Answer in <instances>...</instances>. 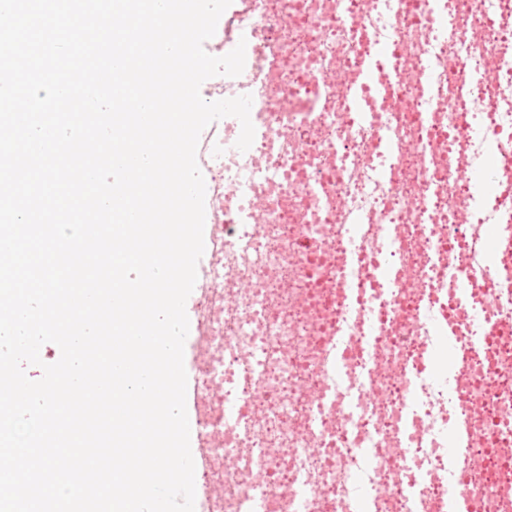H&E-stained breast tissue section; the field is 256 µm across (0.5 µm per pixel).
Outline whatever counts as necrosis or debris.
<instances>
[{
	"label": "necrosis or debris",
	"instance_id": "necrosis-or-debris-1",
	"mask_svg": "<svg viewBox=\"0 0 512 512\" xmlns=\"http://www.w3.org/2000/svg\"><path fill=\"white\" fill-rule=\"evenodd\" d=\"M232 30L257 44L250 73L210 100L251 95L253 111L285 113L288 138L207 146L193 366L206 512H352L363 491L370 512H440L464 422L485 435L463 446L479 462L471 512H512V298L474 288L481 276L512 285V257L490 244L472 260L456 225L512 228V216L455 176L512 175L500 160L512 155L507 0H245ZM418 59L439 103L411 74L383 93L332 79L338 65L355 76L369 61ZM468 69L494 79L461 103ZM475 118L484 138L468 132ZM402 135L428 146L427 161L378 166ZM464 303L475 356L435 384L427 352ZM337 336L346 349L333 350Z\"/></svg>",
	"mask_w": 512,
	"mask_h": 512
}]
</instances>
